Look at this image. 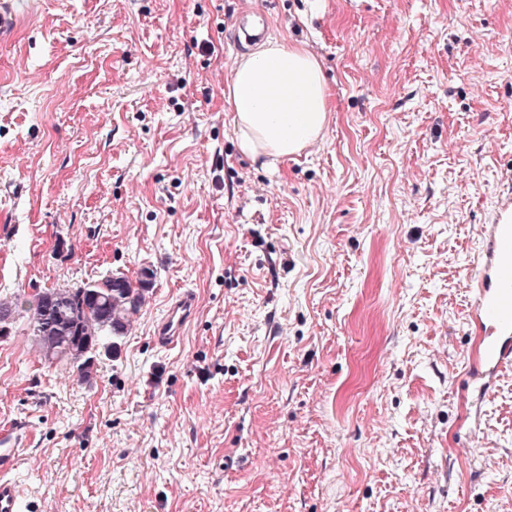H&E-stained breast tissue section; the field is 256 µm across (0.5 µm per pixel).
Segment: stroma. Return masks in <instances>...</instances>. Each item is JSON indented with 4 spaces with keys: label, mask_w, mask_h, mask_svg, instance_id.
I'll list each match as a JSON object with an SVG mask.
<instances>
[{
    "label": "stroma",
    "mask_w": 512,
    "mask_h": 512,
    "mask_svg": "<svg viewBox=\"0 0 512 512\" xmlns=\"http://www.w3.org/2000/svg\"><path fill=\"white\" fill-rule=\"evenodd\" d=\"M261 2L332 104L264 163L226 97L245 0H33L0 37L23 512H512V371L476 402L464 280L512 196V0ZM145 271L91 381L44 361L25 301ZM193 302L192 294L185 292L179 299L168 304L158 329V339L162 345L171 346L180 338Z\"/></svg>",
    "instance_id": "1"
}]
</instances>
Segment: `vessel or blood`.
<instances>
[{
    "label": "vessel or blood",
    "instance_id": "1",
    "mask_svg": "<svg viewBox=\"0 0 512 512\" xmlns=\"http://www.w3.org/2000/svg\"><path fill=\"white\" fill-rule=\"evenodd\" d=\"M29 6V0H0V36L11 31ZM267 33L266 9L252 7L235 22L230 39L241 50L262 41ZM468 280L474 292L468 325L480 338L470 377L478 381L479 392L484 395L499 373L512 366V196L500 203L493 222L484 225ZM193 302L187 292L168 304L158 329L162 345H173L179 339ZM22 499L15 481L0 477V512H20Z\"/></svg>",
    "mask_w": 512,
    "mask_h": 512
}]
</instances>
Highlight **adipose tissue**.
<instances>
[{
  "mask_svg": "<svg viewBox=\"0 0 512 512\" xmlns=\"http://www.w3.org/2000/svg\"><path fill=\"white\" fill-rule=\"evenodd\" d=\"M227 101L243 155L287 158L323 138L330 90L313 55L275 38L236 61Z\"/></svg>",
  "mask_w": 512,
  "mask_h": 512,
  "instance_id": "adipose-tissue-1",
  "label": "adipose tissue"
}]
</instances>
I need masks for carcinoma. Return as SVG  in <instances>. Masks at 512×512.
Wrapping results in <instances>:
<instances>
[{"instance_id": "obj_1", "label": "carcinoma", "mask_w": 512, "mask_h": 512, "mask_svg": "<svg viewBox=\"0 0 512 512\" xmlns=\"http://www.w3.org/2000/svg\"><path fill=\"white\" fill-rule=\"evenodd\" d=\"M150 281L132 283L125 276L109 275L75 288H53L29 302L33 327L44 359L67 360L89 381L101 350L110 351L114 339L125 335L131 317L145 302Z\"/></svg>"}]
</instances>
